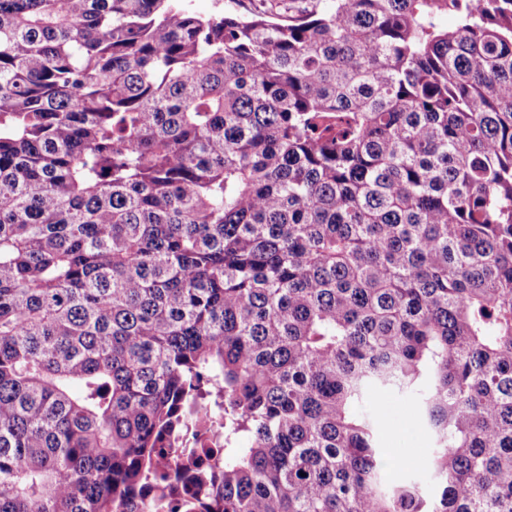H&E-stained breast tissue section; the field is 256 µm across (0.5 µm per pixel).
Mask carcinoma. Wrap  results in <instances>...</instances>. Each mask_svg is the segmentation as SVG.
<instances>
[{
    "label": "carcinoma",
    "instance_id": "carcinoma-1",
    "mask_svg": "<svg viewBox=\"0 0 512 512\" xmlns=\"http://www.w3.org/2000/svg\"><path fill=\"white\" fill-rule=\"evenodd\" d=\"M279 4L0 0V512H512V0ZM192 11L201 16H210L214 13L232 14L241 18L251 17V13L264 10L268 3L273 5L276 1L262 2L260 0H187ZM370 408L378 446L386 454L387 477L395 482L417 481L429 486L433 441L411 399L376 389L370 395Z\"/></svg>",
    "mask_w": 512,
    "mask_h": 512
}]
</instances>
